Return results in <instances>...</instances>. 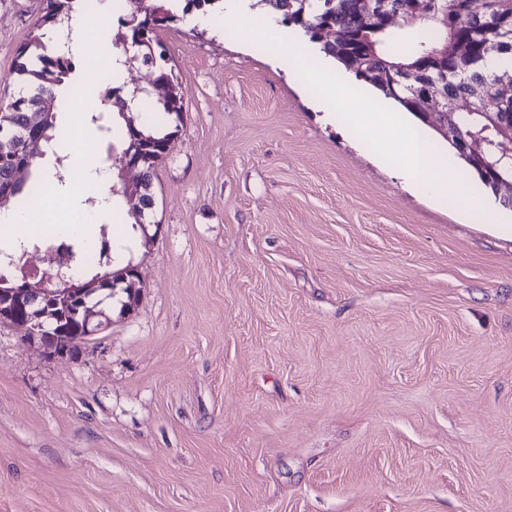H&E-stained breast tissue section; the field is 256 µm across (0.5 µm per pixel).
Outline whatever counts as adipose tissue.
<instances>
[{"mask_svg":"<svg viewBox=\"0 0 512 512\" xmlns=\"http://www.w3.org/2000/svg\"><path fill=\"white\" fill-rule=\"evenodd\" d=\"M112 14V0H97L95 8L78 10L68 25L46 30L44 40L53 49L72 58H93L97 47L108 50L99 71L107 73L113 85L126 79L125 52L113 46L108 21ZM58 95L70 110L62 124L60 150L69 156L77 173L67 183L49 181L46 195L29 207L0 213V250L15 254L34 238L67 237L73 247L97 241V227L117 214L119 199L112 195L113 172L89 151L91 130L85 114L97 107L99 99L93 82L77 76L63 84ZM96 191V204L82 206L85 186Z\"/></svg>","mask_w":512,"mask_h":512,"instance_id":"obj_1","label":"adipose tissue"}]
</instances>
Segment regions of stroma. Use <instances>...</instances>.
<instances>
[{"instance_id": "stroma-1", "label": "stroma", "mask_w": 512, "mask_h": 512, "mask_svg": "<svg viewBox=\"0 0 512 512\" xmlns=\"http://www.w3.org/2000/svg\"><path fill=\"white\" fill-rule=\"evenodd\" d=\"M42 0H0V102ZM186 92L73 355L0 323V512H512V225L413 190L268 59L177 20ZM126 226L122 228L119 237L116 240L114 247V260L116 265H122L126 259V255L128 252V248H130L140 237L141 230L136 228H128L127 226H131L130 224H125ZM130 269H132V266L128 264L126 267L122 269L107 272L104 275L96 274L90 279L92 280L98 277L101 279V282L98 286L99 290L109 289L112 291V289L114 290L116 284H123L120 290L122 291L123 294H126L127 300L123 301L121 304L122 311H125V309L126 311L134 310L136 304L131 302L128 303L129 305L126 307V303L131 301L132 299L138 301L141 291V287L136 286V281H138L139 284L140 282L136 278V276H131L133 272L129 271Z\"/></svg>"}]
</instances>
